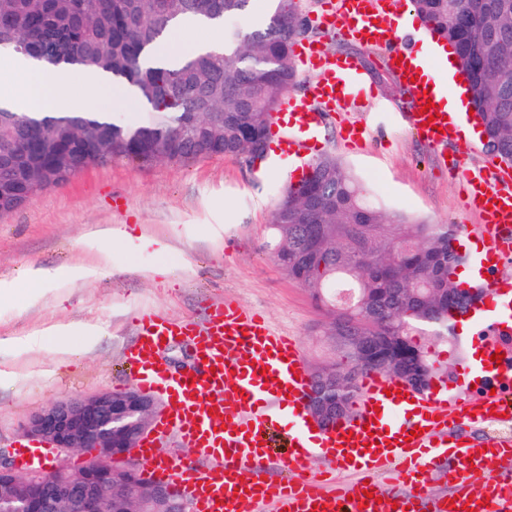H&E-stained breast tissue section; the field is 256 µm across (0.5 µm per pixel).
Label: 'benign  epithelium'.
<instances>
[{"mask_svg": "<svg viewBox=\"0 0 512 512\" xmlns=\"http://www.w3.org/2000/svg\"><path fill=\"white\" fill-rule=\"evenodd\" d=\"M306 408L320 426L330 428L341 402L329 397L325 381L313 375ZM158 409L154 396L130 387L125 392L61 398L31 414L21 425L26 437L60 456L83 452L86 458L73 471L34 468L21 475L10 451L0 448V512H146L115 509L112 478L118 473L138 478L134 450L150 433L148 422ZM117 458L127 460L119 471L112 464ZM148 491L152 500L164 505V512H186L169 486L153 483Z\"/></svg>", "mask_w": 512, "mask_h": 512, "instance_id": "1", "label": "benign epithelium"}]
</instances>
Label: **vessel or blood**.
Segmentation results:
<instances>
[{
    "mask_svg": "<svg viewBox=\"0 0 512 512\" xmlns=\"http://www.w3.org/2000/svg\"><path fill=\"white\" fill-rule=\"evenodd\" d=\"M330 7L329 27L362 36L367 45L388 47L397 60L394 72L413 99L408 127L434 148L457 137L463 118L446 115L433 102L410 48L398 39L389 0H332ZM295 53L320 78L304 94L284 97L267 165L297 181L320 145L323 115L316 105L346 101L361 89L362 75L352 62L313 43L297 46ZM451 165L463 169L471 205L481 216L473 267L484 277L485 292L475 310L484 312L490 303L498 312L477 362L479 396L451 404L438 392L412 390L398 379L370 373L361 380L353 415L317 429L306 415L309 376L297 338L276 333L235 302L213 305L202 324L146 312L126 361L132 385L169 398L155 437L137 450L153 481L188 499L193 512H256L261 505L269 512H420L427 500L434 512H512L511 480L492 477L480 487L470 485L473 477L484 475L498 449L512 447V437L446 440L452 419L480 423L496 412L512 423V353L500 340L512 332V285L494 276L500 262L512 257V171L471 169L459 155ZM184 337L193 338L200 360L191 376L172 373L158 355L162 341ZM497 352L503 353L502 362L492 361ZM171 440L190 448L191 457L163 453L162 445ZM316 456L360 475L358 487L327 488L310 471ZM443 457L455 491L453 498L435 499L430 473ZM264 461L278 466L281 477L265 479ZM385 472L398 473L409 493L375 498L374 478Z\"/></svg>",
    "mask_w": 512,
    "mask_h": 512,
    "instance_id": "vessel-or-blood-1",
    "label": "vessel or blood"
}]
</instances>
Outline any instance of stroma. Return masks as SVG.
<instances>
[{"mask_svg":"<svg viewBox=\"0 0 512 512\" xmlns=\"http://www.w3.org/2000/svg\"><path fill=\"white\" fill-rule=\"evenodd\" d=\"M326 2L303 0L306 38L322 41L329 54L354 57L369 89L323 126L320 155L341 162L384 210L460 229L478 224L465 183L401 121L409 102L387 49L327 30ZM353 124L370 129L362 146L344 137ZM258 167L242 156L150 166L115 160L0 216V284L15 291L0 302V448L26 444L22 422L51 402L126 388L125 352L137 338L138 313L148 309L200 323L211 305L231 299L297 337L307 371L331 361L322 312L268 247L271 212L288 181ZM100 232L112 235V255L103 264L86 247ZM76 261L89 267L86 278L58 279L27 297L31 270ZM63 324L92 325L99 334L91 347L70 354L37 345V337ZM428 347L437 388L462 393L473 373L470 338Z\"/></svg>","mask_w":512,"mask_h":512,"instance_id":"1","label":"stroma"}]
</instances>
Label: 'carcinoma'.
I'll use <instances>...</instances> for the list:
<instances>
[{
  "label": "carcinoma",
  "mask_w": 512,
  "mask_h": 512,
  "mask_svg": "<svg viewBox=\"0 0 512 512\" xmlns=\"http://www.w3.org/2000/svg\"><path fill=\"white\" fill-rule=\"evenodd\" d=\"M252 0H0V55L21 54L62 72L103 70L126 82L149 112L138 124L95 113L18 112L0 104V162L10 195L0 210L33 192L59 187L96 157L139 165L249 156L268 149L270 113L297 82L293 47L305 30L296 0H271L264 21L224 30L218 50L172 65L157 54L179 17L225 22L246 16ZM415 15L456 50L472 104L498 154L512 164V0H411ZM273 258L307 290L336 338L355 323L347 360L314 371L331 373L329 392L352 415L363 376L379 373L417 387L436 372L412 336L438 339L453 331L448 302L465 310L480 298L456 281L463 258L456 230L404 211L381 209L336 159L311 163L271 213ZM370 259L367 265L357 257Z\"/></svg>",
  "instance_id": "1"
}]
</instances>
